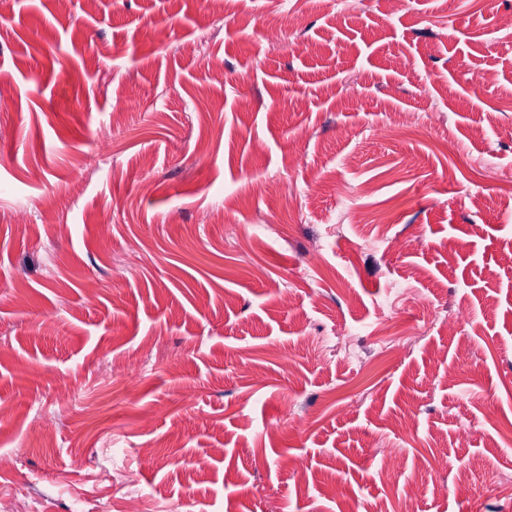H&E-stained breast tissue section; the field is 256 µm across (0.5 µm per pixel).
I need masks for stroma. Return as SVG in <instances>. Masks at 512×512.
Segmentation results:
<instances>
[{"mask_svg":"<svg viewBox=\"0 0 512 512\" xmlns=\"http://www.w3.org/2000/svg\"><path fill=\"white\" fill-rule=\"evenodd\" d=\"M508 11L0 0V500L512 512Z\"/></svg>","mask_w":512,"mask_h":512,"instance_id":"35a3bbf8","label":"stroma"}]
</instances>
